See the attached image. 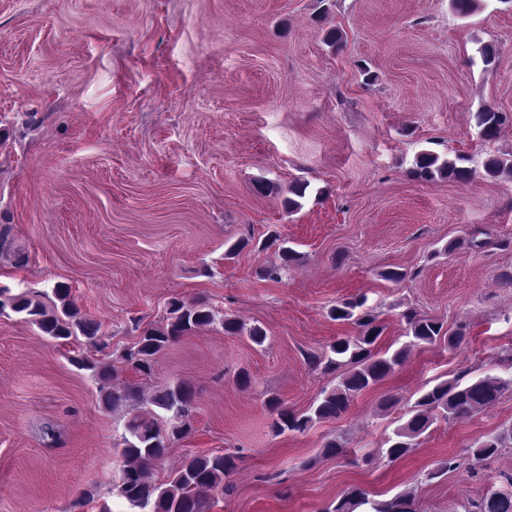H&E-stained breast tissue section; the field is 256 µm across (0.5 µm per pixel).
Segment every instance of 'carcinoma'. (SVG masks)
<instances>
[{
  "instance_id": "cac0c4a2",
  "label": "carcinoma",
  "mask_w": 512,
  "mask_h": 512,
  "mask_svg": "<svg viewBox=\"0 0 512 512\" xmlns=\"http://www.w3.org/2000/svg\"><path fill=\"white\" fill-rule=\"evenodd\" d=\"M475 120L480 139L489 142L497 137L501 126L512 122V114L487 106L477 112ZM471 161L470 155L461 152L452 159H442L433 152L423 151L417 155L411 174L420 182L445 179L466 183L476 175V169L470 166ZM483 170L484 175L491 179L512 176V158L490 156L484 162ZM308 187L305 181H297L291 186V197L284 201L288 212L301 209V199L305 198ZM294 260L295 252L285 248L282 250V263L261 268L258 276L263 280L279 281ZM2 294L7 295V301L0 300V315L9 309L24 315L43 334L62 344L77 341L85 346L88 354L78 359V363L93 372L99 382L101 402L105 408L112 410L137 400L135 388L116 390L112 387L115 363H105L96 358L99 353L107 355L108 343L104 339L102 324L79 308L71 295V287L57 285L54 288L57 304L51 307L43 302L41 292L12 294L9 289L0 288ZM365 303V297L360 296L332 309L334 319L352 322L358 333L354 337L336 340L330 345L331 355L328 357H308L309 364L315 367L322 365L326 371L340 372L339 383L308 414H296L282 408L277 399H270L268 405L275 414L273 427L276 431L302 433L316 421L342 416L357 395L378 384L400 366L413 346L445 339L448 346L457 348L465 340L466 326L461 324L454 330H447L443 323L411 310L404 314L408 335L412 337L410 343L393 352L381 351L378 340L383 334V326L374 311L364 309ZM216 323L221 325L226 335L238 336L246 332L258 344L266 338L265 331L259 326L247 330L232 316L217 319L213 307L203 299L185 301L173 297L168 302L167 315L159 324L143 328L135 325L138 339L117 356L116 363L147 376L152 373L162 351L196 329ZM462 379L463 376L459 375L453 380L440 381L419 395L411 417L395 431L390 446L385 449L389 460L395 461L416 447V439L434 421L450 422L473 416L492 407L505 392L512 390V376L504 378L487 374L466 383ZM193 401L194 391L184 383L161 387L154 393L151 404L170 414L172 424L169 430H163L150 411H136L126 421L120 442L124 466L115 489L135 512L146 509L150 512H211L219 497L224 495V479L237 467V457L233 455L188 457L163 483H157L145 474V465L162 459L170 440L182 438L190 432ZM511 445L512 428L486 436L470 449V453L476 461L482 462L496 457ZM503 479L508 488L500 489L496 483H491L480 500L465 512H512V475H505ZM362 507L367 508V512H417L414 500L406 495L379 502L369 499L359 489L346 493L336 503L333 512H357Z\"/></svg>"
}]
</instances>
